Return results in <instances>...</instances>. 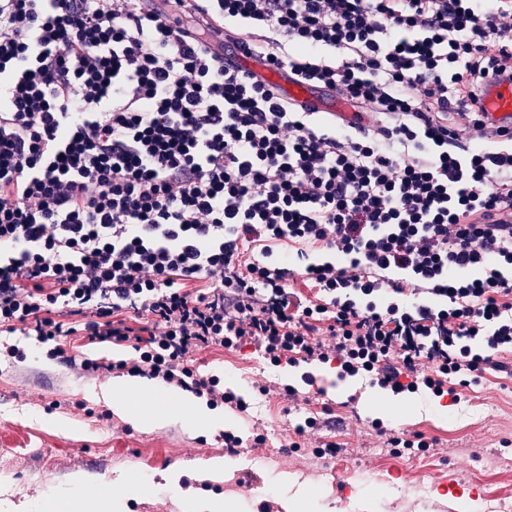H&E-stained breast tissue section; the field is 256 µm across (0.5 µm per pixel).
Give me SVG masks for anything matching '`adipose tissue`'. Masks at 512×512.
I'll return each instance as SVG.
<instances>
[{
	"mask_svg": "<svg viewBox=\"0 0 512 512\" xmlns=\"http://www.w3.org/2000/svg\"><path fill=\"white\" fill-rule=\"evenodd\" d=\"M93 396L109 403L113 412L134 418L147 428L163 424L174 414L207 433L224 427L223 413L210 408L204 400L190 392L167 390L144 379H117L101 386Z\"/></svg>",
	"mask_w": 512,
	"mask_h": 512,
	"instance_id": "1",
	"label": "adipose tissue"
}]
</instances>
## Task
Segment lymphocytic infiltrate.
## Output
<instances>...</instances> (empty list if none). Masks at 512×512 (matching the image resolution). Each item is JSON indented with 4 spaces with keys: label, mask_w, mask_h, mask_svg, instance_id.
<instances>
[{
    "label": "lymphocytic infiltrate",
    "mask_w": 512,
    "mask_h": 512,
    "mask_svg": "<svg viewBox=\"0 0 512 512\" xmlns=\"http://www.w3.org/2000/svg\"><path fill=\"white\" fill-rule=\"evenodd\" d=\"M240 52L356 113L318 122ZM503 76L512 0H0V333L240 413L195 353L457 395L512 350V129L477 110ZM61 341L65 344L67 349L71 350V348L73 346L74 347L73 352H79L80 354H82L85 357H88L91 359H98L99 361L106 362V363L109 361H112L113 359L118 360V359H123V358L114 357V356H112V357L111 356H95L91 353L92 349L97 348V347L108 346V347H112V350L127 351V352L131 353L132 356L134 355V351L131 348H128L125 346H120V345H115L110 342H103V343L87 345L86 342H83V340L79 336H67V337H64L63 339H61Z\"/></svg>",
    "instance_id": "obj_1"
}]
</instances>
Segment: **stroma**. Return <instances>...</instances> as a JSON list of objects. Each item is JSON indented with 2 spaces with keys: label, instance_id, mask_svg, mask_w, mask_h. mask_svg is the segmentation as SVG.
<instances>
[{
  "label": "stroma",
  "instance_id": "1",
  "mask_svg": "<svg viewBox=\"0 0 512 512\" xmlns=\"http://www.w3.org/2000/svg\"><path fill=\"white\" fill-rule=\"evenodd\" d=\"M25 360L0 359V501L23 503V512H89V498L107 495L116 512H183L181 496L220 498L232 512H258L271 499L276 512H462L465 501L489 512L496 501L512 502V469L494 461L512 459V373L489 369L464 388L459 403L422 393L404 394L407 410L398 429L435 440L434 448L396 454L372 431L368 405L379 387L358 378L338 379L332 365L313 367L316 390L291 400L257 397L255 384L300 386L301 371L272 367L251 347L212 348L195 357L204 372L224 377L253 409L228 411L229 430L265 442L228 458L218 478L206 461L225 456L221 436L187 426L177 416L157 428L102 419L105 402L88 398L105 385L82 377L47 356L32 336L0 335ZM331 413L340 428L295 434L306 417ZM59 414L81 433L56 430L45 421ZM340 443L332 457L315 449ZM83 488H75L76 478Z\"/></svg>",
  "mask_w": 512,
  "mask_h": 512
}]
</instances>
